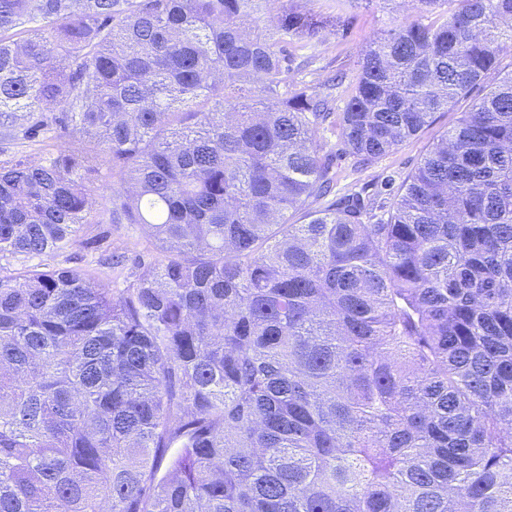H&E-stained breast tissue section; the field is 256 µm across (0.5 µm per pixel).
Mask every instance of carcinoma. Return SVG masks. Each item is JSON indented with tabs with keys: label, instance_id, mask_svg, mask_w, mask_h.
I'll return each instance as SVG.
<instances>
[{
	"label": "carcinoma",
	"instance_id": "1",
	"mask_svg": "<svg viewBox=\"0 0 512 512\" xmlns=\"http://www.w3.org/2000/svg\"><path fill=\"white\" fill-rule=\"evenodd\" d=\"M268 2L0 0V140L112 179L0 162V512H512V0L373 40L335 124L367 164L488 91L303 224L333 98L287 47L373 0ZM96 210L160 254L123 288L42 261ZM485 92L482 85H477L448 109V112L435 113L431 122L416 136L405 140L388 155L369 165L359 164L355 157L346 153L337 133L335 137L320 127L317 137L327 143L324 150L332 153L333 157L336 197L353 193L364 198L375 197L381 192L385 193L384 183L388 179H392L395 187L399 186L415 170L437 140L456 124L461 112L469 110ZM382 193L378 199L387 197Z\"/></svg>",
	"mask_w": 512,
	"mask_h": 512
}]
</instances>
